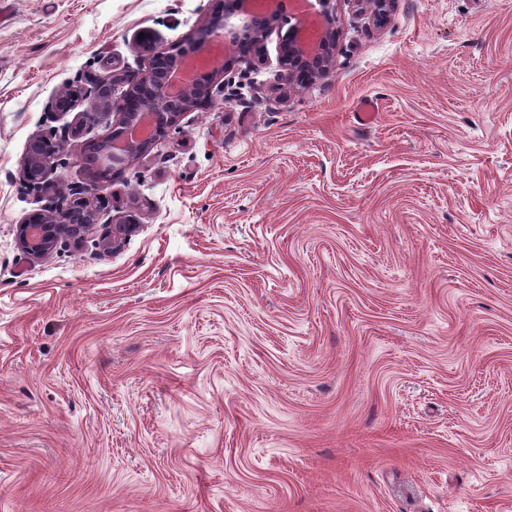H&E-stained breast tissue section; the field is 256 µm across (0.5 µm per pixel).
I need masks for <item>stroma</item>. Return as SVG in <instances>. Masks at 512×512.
Instances as JSON below:
<instances>
[{"mask_svg":"<svg viewBox=\"0 0 512 512\" xmlns=\"http://www.w3.org/2000/svg\"><path fill=\"white\" fill-rule=\"evenodd\" d=\"M223 11L0 0V512H512V0H395L380 28L342 0L302 87L275 23L81 242L20 249L112 131L56 98ZM45 144L48 141L42 136L32 137L22 165L24 182L37 192H43L51 186L50 176L54 171L53 152L41 149Z\"/></svg>","mask_w":512,"mask_h":512,"instance_id":"35a3bbf8","label":"stroma"}]
</instances>
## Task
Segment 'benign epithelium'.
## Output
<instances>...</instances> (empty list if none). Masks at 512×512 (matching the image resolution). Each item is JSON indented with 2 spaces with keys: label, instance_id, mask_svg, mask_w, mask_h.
<instances>
[{
  "label": "benign epithelium",
  "instance_id": "benign-epithelium-1",
  "mask_svg": "<svg viewBox=\"0 0 512 512\" xmlns=\"http://www.w3.org/2000/svg\"><path fill=\"white\" fill-rule=\"evenodd\" d=\"M270 12H255V0H228L231 9L224 16L210 19L200 36L188 42V46H177L168 53V64L162 70L148 68L136 76H113L112 81L96 80L88 91L70 88L56 100L55 107L70 110L85 96L94 99L95 107L102 114L113 113L110 148L104 151L105 168L117 170L147 151L157 137L187 112L207 107L214 98L215 80L219 73L229 70L237 63L250 62L249 54L267 35L270 21L280 11L272 7L273 0H262ZM357 14L365 16L374 26L381 27L388 21L393 0H343ZM312 18L305 27L296 20L279 42V63L284 68L283 78L288 83H307L328 76L336 55L338 37L335 0L306 2ZM242 16L239 26L228 25L227 18ZM178 65L200 67V71L185 76L184 86L176 98L171 99L165 91L164 80L170 70ZM127 85L120 97H114L115 86ZM146 111L153 115L154 122L142 139L127 138L136 115ZM47 140L36 135L29 141L22 165L23 180L27 186L43 192L51 186L50 176L54 171L53 153L44 149ZM104 189L102 185L82 186L73 190L74 201L80 203L86 213V223L60 226L55 224L57 204L45 213L31 216L19 225L18 241L23 252L34 258H43L51 253L59 237L66 234L79 238L96 221L94 199ZM133 218L118 220L112 234L103 237L101 246L114 252L121 246L122 236L130 230Z\"/></svg>",
  "mask_w": 512,
  "mask_h": 512
}]
</instances>
